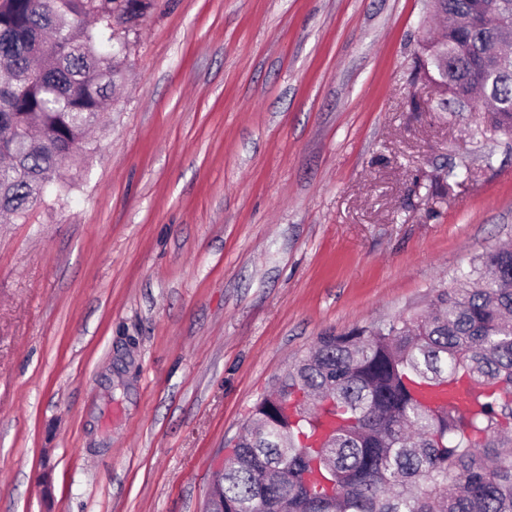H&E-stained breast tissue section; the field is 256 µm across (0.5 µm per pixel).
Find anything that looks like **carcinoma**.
Returning a JSON list of instances; mask_svg holds the SVG:
<instances>
[{
	"mask_svg": "<svg viewBox=\"0 0 512 512\" xmlns=\"http://www.w3.org/2000/svg\"><path fill=\"white\" fill-rule=\"evenodd\" d=\"M0 0V210L22 217L52 188L102 112L120 52L107 48L112 23H128L148 0ZM448 29L481 14L466 54L448 51L449 98L478 93L488 122L512 132V57L483 65L482 39L512 17V0H447ZM482 395L463 411L448 390ZM301 392L294 417L279 407ZM340 426L314 467L301 435L326 413ZM512 512V246L483 253L427 309L322 336L254 407L224 467V512Z\"/></svg>",
	"mask_w": 512,
	"mask_h": 512,
	"instance_id": "cac0c4a2",
	"label": "carcinoma"
}]
</instances>
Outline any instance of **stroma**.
Segmentation results:
<instances>
[{"label": "stroma", "instance_id": "obj_1", "mask_svg": "<svg viewBox=\"0 0 512 512\" xmlns=\"http://www.w3.org/2000/svg\"><path fill=\"white\" fill-rule=\"evenodd\" d=\"M426 0H150L65 205L0 217V512H203L319 337L512 241V132L414 79Z\"/></svg>", "mask_w": 512, "mask_h": 512}]
</instances>
